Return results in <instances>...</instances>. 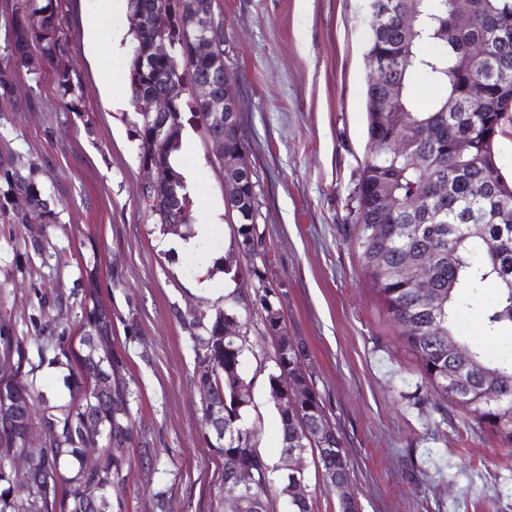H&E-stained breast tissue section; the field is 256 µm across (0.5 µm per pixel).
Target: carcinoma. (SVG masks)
I'll use <instances>...</instances> for the list:
<instances>
[{"instance_id": "obj_1", "label": "carcinoma", "mask_w": 512, "mask_h": 512, "mask_svg": "<svg viewBox=\"0 0 512 512\" xmlns=\"http://www.w3.org/2000/svg\"><path fill=\"white\" fill-rule=\"evenodd\" d=\"M215 11V0H160L155 24L139 32L144 48L159 35L174 46L172 57L146 54L145 63L130 69V97L149 90L172 96L168 113V139L161 146L149 141L138 128L140 157L166 160L174 192L167 198L166 213L188 224L192 201L183 194L184 183L171 163L179 148L184 124L197 125L205 138L216 133L206 119L196 95L199 79L212 71V62L189 54V38L197 32L192 3ZM389 13L374 18L366 58L375 77L366 85L369 154L349 199L355 224V244L361 269L375 290L385 315L400 329L399 340L415 357L428 399H441L459 410L467 423L492 433L501 447L512 450V352L497 358L485 347L463 335L456 324L459 307L492 282L496 298L482 309L489 335L512 333V178L497 164L495 142L505 122L512 119V0H473L468 12L457 11L453 0H388ZM9 61L0 66V98L11 97L16 71L38 74L51 69L56 90L66 98L64 107L77 111L73 71L67 59L68 38L53 0H25L11 8ZM477 43L484 55L475 60L468 46ZM179 61L174 67L171 59ZM419 75L436 85L440 95L426 105L418 102L412 79ZM396 91L393 106L379 108L383 92ZM247 145L240 128L224 127V155L233 156ZM425 160L419 167L416 158ZM41 170L27 173L0 164V182L7 186L0 201V216L13 224L27 223L11 208L13 198H43ZM383 187L399 201L386 211L377 204ZM258 182L244 183L224 197V210L238 227L232 254L248 259L242 268L225 259L224 273L235 272L258 282L260 294L243 306L245 314L257 309L264 335L271 336L272 310L265 306L268 247L249 250L252 240L265 242L260 231ZM260 262H255V259ZM424 261L431 269L432 288L438 298L433 307L420 301L417 283L401 272L409 261ZM219 315L192 319L194 349L205 352L197 361V388L201 399L224 394V479L239 466H251L257 481L236 499L224 502V512H275L279 498L288 512H313L312 491L295 492V480L285 479L278 466L258 451L252 428L243 425L251 403L238 400L246 383L242 362L250 347L248 320L236 311L224 316L237 324L236 336L220 334ZM85 355L80 361L90 374V386L77 405L45 417L48 443L36 470L49 474L50 490H34L25 477L16 478L21 496L14 512H111L108 498L87 503L82 485H122L128 479L133 425L130 392L122 363L112 352V326L100 336L79 337ZM268 374L269 393L285 384L300 387L305 401L288 414L278 413L282 451L304 448L315 471L344 477L350 474L349 458L337 429L328 433L336 454L324 456L310 435L318 414L326 407L309 374L310 354L305 344L288 347V354L274 350ZM458 372L461 381L448 380ZM23 409L0 420V441L20 450L21 437L31 413L32 399L21 386L0 388V401ZM105 440L95 467H84L81 448ZM77 465L72 475L59 473L61 460Z\"/></svg>"}]
</instances>
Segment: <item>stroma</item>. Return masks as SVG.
Masks as SVG:
<instances>
[{
    "label": "stroma",
    "mask_w": 512,
    "mask_h": 512,
    "mask_svg": "<svg viewBox=\"0 0 512 512\" xmlns=\"http://www.w3.org/2000/svg\"><path fill=\"white\" fill-rule=\"evenodd\" d=\"M226 63L237 78L241 133L257 180L267 276L282 288L289 335L307 345L326 412L341 433L360 512H512V452L442 402L408 403L421 383L365 280L348 198L367 155L365 52L369 0H216ZM81 97L63 111L50 73L17 77L0 100V158L37 163L54 224L0 219V382L30 391L31 454L46 441L48 407L71 405L83 373L79 326L88 282L112 312L113 351L134 392L128 482L110 492L121 512H215L222 463L207 444L195 380L193 315L240 309L257 283L232 281V217L197 254L164 249L140 202L147 180L126 78L132 36L120 49L88 26L91 0H59ZM111 66L118 80L106 81ZM112 99L113 108L102 105ZM195 168L198 223L224 204V174L200 131L179 146ZM260 319L243 376L247 422L270 462L280 458L267 375L273 346Z\"/></svg>",
    "instance_id": "obj_1"
}]
</instances>
